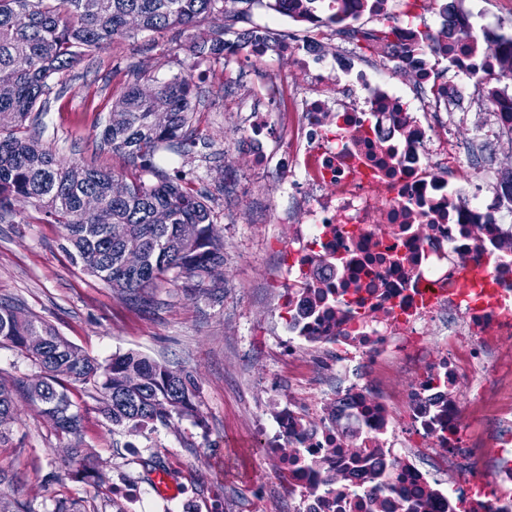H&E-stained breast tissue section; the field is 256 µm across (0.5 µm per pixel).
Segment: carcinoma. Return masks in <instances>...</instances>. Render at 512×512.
Listing matches in <instances>:
<instances>
[{
    "mask_svg": "<svg viewBox=\"0 0 512 512\" xmlns=\"http://www.w3.org/2000/svg\"><path fill=\"white\" fill-rule=\"evenodd\" d=\"M250 0H0V216L13 203L34 207L63 230L71 262L146 306L145 290L169 280L202 292L223 287L216 271L224 264V240L211 218L208 192L179 180H127L112 172L56 159L29 133L32 112L54 76L116 37L139 32L185 31L203 17L224 15V27L194 42L196 58H224V32L245 19L236 9ZM461 53L495 52L497 74L512 78V41L479 35ZM193 83L175 76L151 93L130 83L119 96L102 142L135 169L150 172L162 151L195 144ZM197 227L194 237L182 232ZM140 242L141 263L124 262L125 243ZM8 344L40 371L27 387L55 429L71 440L68 464L76 478L102 481L84 448L83 415L73 402L78 391L101 394L100 411L116 427L134 432L174 418L201 422L197 384L183 370L129 351L99 362L41 319L0 304V345ZM16 420L13 388L0 383V440Z\"/></svg>",
    "mask_w": 512,
    "mask_h": 512,
    "instance_id": "1",
    "label": "carcinoma"
}]
</instances>
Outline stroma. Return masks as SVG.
<instances>
[{
	"instance_id": "35a3bbf8",
	"label": "stroma",
	"mask_w": 512,
	"mask_h": 512,
	"mask_svg": "<svg viewBox=\"0 0 512 512\" xmlns=\"http://www.w3.org/2000/svg\"><path fill=\"white\" fill-rule=\"evenodd\" d=\"M460 7L475 27L512 32V0H461ZM223 23L216 14L177 37L116 38L54 79L45 111L34 115L43 144L57 158L124 175L130 171L126 158L101 144L113 103L132 81L152 88L192 75L196 141L182 154L156 156L155 164L166 176L209 188L212 218L224 239V288L210 296L163 282L150 292L151 307L136 308L73 266L61 227L43 223L30 205L16 203L12 216L0 220L1 304L48 322L98 361L135 350L190 371L201 416L132 436L105 420L96 393H75L85 416L84 444L105 475L98 487L79 482L66 464L67 439L22 391L36 367L0 346V382L15 387L19 411L0 443V471L7 476L0 499L24 503L28 512H54L60 503L70 512H182L188 499L196 512H257L260 499L279 492L252 420L264 386L288 389L274 377V343L266 331V273L277 259L271 240L288 200L276 175L254 176L244 147V102L233 90L247 75L261 91L272 79L294 80L298 73L276 56L260 63L230 58L194 64L189 45ZM148 459L162 462L171 493L155 487L142 466ZM120 481L137 487L136 503L114 499L112 486Z\"/></svg>"
}]
</instances>
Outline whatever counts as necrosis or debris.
Masks as SVG:
<instances>
[{
  "label": "necrosis or debris",
  "instance_id": "1",
  "mask_svg": "<svg viewBox=\"0 0 512 512\" xmlns=\"http://www.w3.org/2000/svg\"><path fill=\"white\" fill-rule=\"evenodd\" d=\"M263 6L270 26L240 30L225 57H286L302 80L243 117L252 170L278 174L293 203L267 280L292 391L261 397L253 421L281 483L261 512H512V202L474 184L480 157L448 132L462 79L498 58L436 74L464 39L457 0L426 52L393 0ZM367 15L396 30L379 68L332 48ZM396 370L407 390L384 384ZM465 384L497 398L490 479Z\"/></svg>",
  "mask_w": 512,
  "mask_h": 512
}]
</instances>
